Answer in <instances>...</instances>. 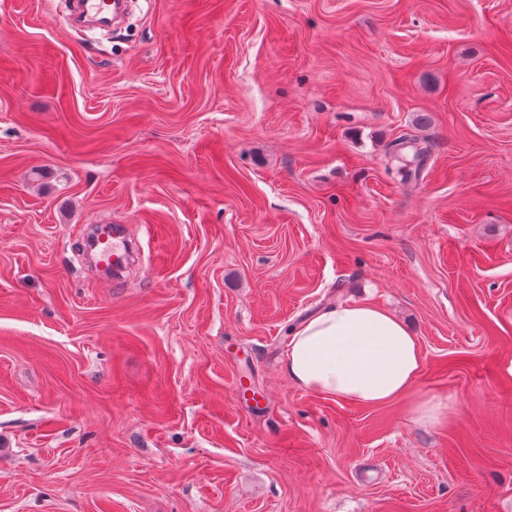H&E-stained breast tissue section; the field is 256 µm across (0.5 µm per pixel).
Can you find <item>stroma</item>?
Wrapping results in <instances>:
<instances>
[{
	"instance_id": "35a3bbf8",
	"label": "stroma",
	"mask_w": 512,
	"mask_h": 512,
	"mask_svg": "<svg viewBox=\"0 0 512 512\" xmlns=\"http://www.w3.org/2000/svg\"><path fill=\"white\" fill-rule=\"evenodd\" d=\"M65 14L0 0V512H512V0ZM105 226L143 247L110 282ZM366 299L447 421L283 373ZM393 147L394 152L399 156V159H401L400 162L402 165L398 169V172L402 176V179L415 176L420 170L421 162L428 154L427 147L418 148L415 146L413 139L407 136L399 137L394 142ZM406 149H410L412 154L406 153Z\"/></svg>"
}]
</instances>
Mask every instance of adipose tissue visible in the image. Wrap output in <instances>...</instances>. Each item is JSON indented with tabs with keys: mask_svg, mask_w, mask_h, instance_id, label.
Returning a JSON list of instances; mask_svg holds the SVG:
<instances>
[{
	"mask_svg": "<svg viewBox=\"0 0 512 512\" xmlns=\"http://www.w3.org/2000/svg\"><path fill=\"white\" fill-rule=\"evenodd\" d=\"M423 368L419 343L406 326L371 301L332 304L292 326L282 370L297 387L359 406L412 399V416L425 425L450 409L416 394Z\"/></svg>",
	"mask_w": 512,
	"mask_h": 512,
	"instance_id": "obj_1",
	"label": "adipose tissue"
}]
</instances>
